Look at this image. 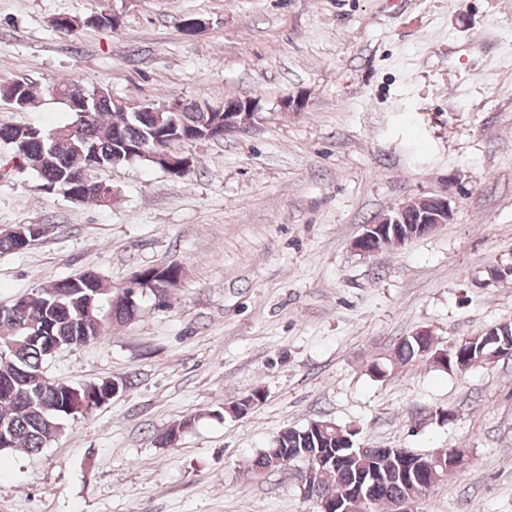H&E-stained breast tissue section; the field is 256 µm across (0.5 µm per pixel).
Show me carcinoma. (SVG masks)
<instances>
[{"mask_svg":"<svg viewBox=\"0 0 512 512\" xmlns=\"http://www.w3.org/2000/svg\"><path fill=\"white\" fill-rule=\"evenodd\" d=\"M52 90H64L79 100L85 111L66 105L67 123L51 130L40 127L0 124V142L11 148L13 156L40 178L39 187L48 194L67 197L76 194L82 202L100 201L101 182L84 180V170L92 165L98 170L111 169L117 159L130 153L135 160L166 170L165 156L179 155L175 147L193 143L199 131L216 122L224 126V114L208 115L187 103L180 112H168L161 105L154 111L119 110L112 95L101 89L88 90L66 78H60ZM46 232L44 225L31 231L23 224L0 233V254L19 252ZM183 268L177 263L142 270V288L152 296L163 294L170 301L171 289L181 281ZM130 289L112 288L106 279L66 277L38 287L9 305L0 306V384L9 386V394L0 397V454L16 449L33 452L58 437L65 422L98 408L96 397H107L112 381L55 384L44 381L48 361L46 341L61 348L86 345L106 337L112 324H124L138 312V302L129 299ZM512 339V329L500 328L496 335L481 332L468 337L464 345L448 350V357L435 356L430 341L420 345L407 336L395 348V360L410 363L429 356L444 370L469 369L479 357L490 365L488 355ZM262 399L254 390L230 406L236 416L247 414ZM195 419L184 418L164 432L159 441L168 444L192 426ZM329 457V465L315 469L304 498L322 497L336 490L348 494L352 512H396L400 500L409 495L410 486L399 473V464L386 448H371L358 453L354 433L327 420L313 426L282 430L269 448L253 461L254 470L281 466L290 457ZM415 459L426 462L416 473V481L426 483L434 476L448 477L433 457L423 454ZM374 470L378 477L362 487V494L352 493L354 480Z\"/></svg>","mask_w":512,"mask_h":512,"instance_id":"obj_1","label":"carcinoma"}]
</instances>
